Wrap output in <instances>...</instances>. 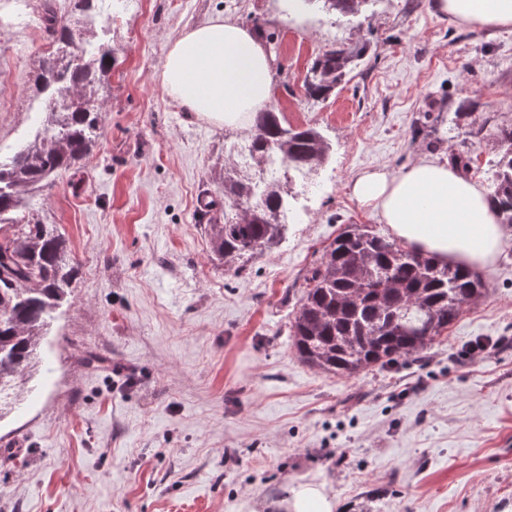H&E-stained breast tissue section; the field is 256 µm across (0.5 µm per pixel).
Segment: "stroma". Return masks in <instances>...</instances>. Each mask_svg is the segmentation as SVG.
I'll return each mask as SVG.
<instances>
[{
    "instance_id": "stroma-1",
    "label": "stroma",
    "mask_w": 512,
    "mask_h": 512,
    "mask_svg": "<svg viewBox=\"0 0 512 512\" xmlns=\"http://www.w3.org/2000/svg\"><path fill=\"white\" fill-rule=\"evenodd\" d=\"M0 26V67L19 87L0 112V158L38 128L35 61L50 38L41 4ZM434 0H374L339 18L287 0H99L111 50L99 144L29 206L64 235L76 265L37 372L0 416V512H284L285 489L315 480L335 512H512V240L488 290L419 361L350 376L297 357L289 335L307 269L347 225L381 235L351 193L364 170L471 159L490 189L512 124V27L470 28ZM261 19L269 108L318 127L328 159L301 179L298 223L246 274L211 252L198 214L220 194L228 143L248 128L187 112L163 86L172 42L215 19ZM369 42L323 101L304 90L332 42ZM488 353H469L476 339Z\"/></svg>"
}]
</instances>
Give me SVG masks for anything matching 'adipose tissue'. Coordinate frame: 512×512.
<instances>
[{
	"mask_svg": "<svg viewBox=\"0 0 512 512\" xmlns=\"http://www.w3.org/2000/svg\"><path fill=\"white\" fill-rule=\"evenodd\" d=\"M436 10L479 28L512 26V0H435ZM273 73L262 35L224 19L185 31L172 44L163 84L188 110L240 128L271 96ZM354 196L377 210L408 247L474 270L492 265L512 232L498 220L487 193L446 163L419 161L404 171H364ZM286 512H334L324 484L287 491Z\"/></svg>",
	"mask_w": 512,
	"mask_h": 512,
	"instance_id": "adipose-tissue-1",
	"label": "adipose tissue"
}]
</instances>
